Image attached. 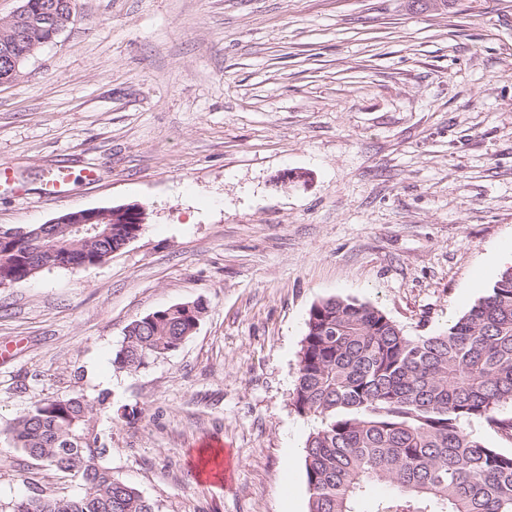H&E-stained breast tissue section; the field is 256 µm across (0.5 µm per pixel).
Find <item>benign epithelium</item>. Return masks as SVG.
Listing matches in <instances>:
<instances>
[{"label": "benign epithelium", "mask_w": 512, "mask_h": 512, "mask_svg": "<svg viewBox=\"0 0 512 512\" xmlns=\"http://www.w3.org/2000/svg\"><path fill=\"white\" fill-rule=\"evenodd\" d=\"M57 4L49 0L38 11H33L29 3H24L19 11L6 23L7 32L0 39V84L11 81L18 73L19 66L29 56L35 53V46L31 45V38L23 26L35 27L39 24L46 25L50 30L49 37L42 40L47 45L54 41L68 24L72 21V15L56 11ZM127 214L128 217L137 218L138 211L127 208L114 211L104 209H85L67 212L48 221V224L66 225L78 233L91 234L100 229L101 225L109 223L118 215Z\"/></svg>", "instance_id": "1"}]
</instances>
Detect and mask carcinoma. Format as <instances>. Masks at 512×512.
<instances>
[{
	"label": "carcinoma",
	"mask_w": 512,
	"mask_h": 512,
	"mask_svg": "<svg viewBox=\"0 0 512 512\" xmlns=\"http://www.w3.org/2000/svg\"><path fill=\"white\" fill-rule=\"evenodd\" d=\"M85 243L43 224L0 231V283L44 269L104 262L141 224L102 225ZM204 305L178 304L132 322L113 355L137 371L177 350ZM512 267L448 328L409 336L377 307L333 297L313 304L293 389L296 411L318 423L305 444L309 512H512V453L470 426L512 438ZM15 445L79 477V498L34 492L9 512H158L155 502L104 464L110 448L83 395L44 401L7 428ZM473 433L480 437L487 444L500 448L505 452H512V438L497 433L486 424L475 423L471 426Z\"/></svg>",
	"instance_id": "1"
}]
</instances>
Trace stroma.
Listing matches in <instances>:
<instances>
[{
  "label": "stroma",
  "instance_id": "obj_1",
  "mask_svg": "<svg viewBox=\"0 0 512 512\" xmlns=\"http://www.w3.org/2000/svg\"><path fill=\"white\" fill-rule=\"evenodd\" d=\"M1 162L2 231L129 203L146 223L102 264L0 288V505L81 494L5 433L81 394L159 512H308L310 307L434 334L512 266L487 261L512 246V0H73L0 86ZM185 302L206 311L176 351L113 366L128 325ZM216 444L232 470L205 482Z\"/></svg>",
  "mask_w": 512,
  "mask_h": 512
}]
</instances>
